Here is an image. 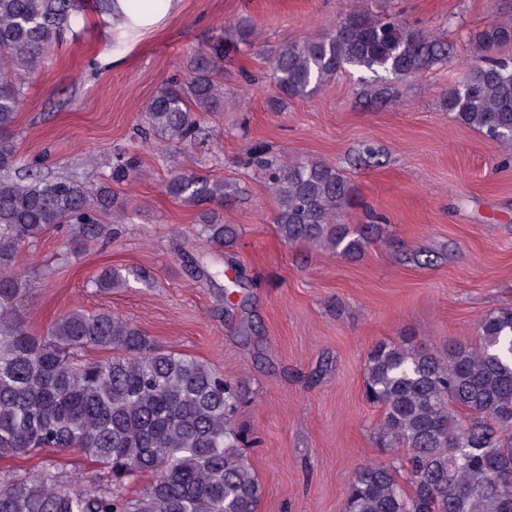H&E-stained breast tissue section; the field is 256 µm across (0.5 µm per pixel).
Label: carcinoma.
<instances>
[{"instance_id": "cac0c4a2", "label": "carcinoma", "mask_w": 512, "mask_h": 512, "mask_svg": "<svg viewBox=\"0 0 512 512\" xmlns=\"http://www.w3.org/2000/svg\"><path fill=\"white\" fill-rule=\"evenodd\" d=\"M72 0H0V456L42 448L76 450L107 477L105 486L67 487L55 464L0 482V512H258V478L238 452L241 435L230 423L236 387L208 365L162 348L109 310H71L42 334L19 315L26 282L17 271L18 248L63 230L77 248L105 237L107 214L121 204L105 183L51 178L39 170L15 175L11 131L23 75L39 68L45 49L74 21ZM251 25L198 59L186 83L166 81L145 109L142 138L157 132L178 144L199 133L195 113L224 101V59L247 45ZM480 56L460 86L448 91V111L490 143L512 144V59L491 57L512 45V24H492L476 36ZM448 54L444 43L398 20L380 22L363 11L346 13L336 31L316 43L286 45L272 55L280 99L346 69L410 77ZM260 147L250 163L269 172L281 239L329 248L355 258L382 232L379 224H338L350 205L346 179L334 168L306 161L277 165ZM138 166L121 152L112 182ZM166 192L200 209L208 251L234 242L219 208L237 189L204 175L175 174ZM127 277L107 268L97 288H120ZM512 309L486 315L478 343L439 353L378 343L364 372L366 399L383 409V447L403 451L387 464L354 470L346 512H512ZM93 346L105 360L83 362ZM144 482L134 497L128 485Z\"/></svg>"}]
</instances>
